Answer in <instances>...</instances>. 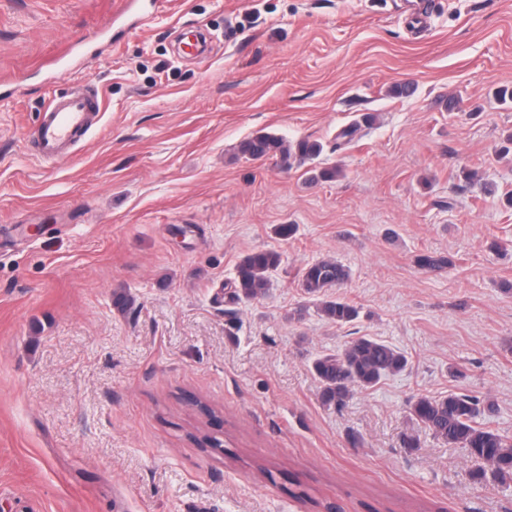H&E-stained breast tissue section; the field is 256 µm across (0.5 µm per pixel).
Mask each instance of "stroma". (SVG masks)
Masks as SVG:
<instances>
[{"mask_svg":"<svg viewBox=\"0 0 512 512\" xmlns=\"http://www.w3.org/2000/svg\"><path fill=\"white\" fill-rule=\"evenodd\" d=\"M121 6L0 0V75H27L0 92V512H313L294 480L342 512H512L511 480L409 410L465 390L512 436V0H166L109 29ZM86 83L99 126L36 157L49 99ZM260 132L323 150L242 155ZM258 250L266 293L231 301ZM326 258L344 325L300 286ZM358 336L407 366L325 405L312 362ZM280 263V255L274 251L259 250L247 254L237 265L236 275L230 283L232 300H251L265 294L268 273ZM321 312L327 319L339 325L350 323L358 317L357 308L340 297L323 300Z\"/></svg>","mask_w":512,"mask_h":512,"instance_id":"stroma-1","label":"stroma"}]
</instances>
